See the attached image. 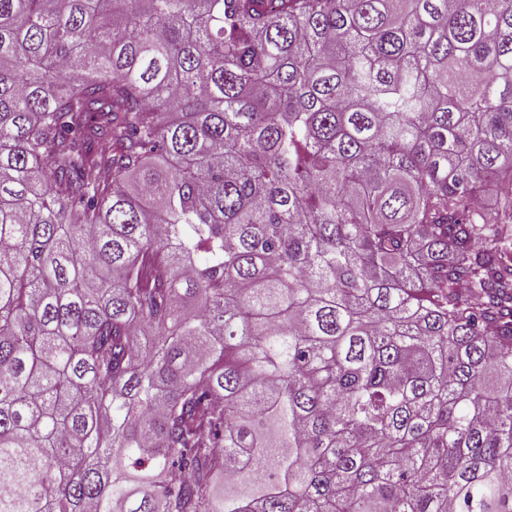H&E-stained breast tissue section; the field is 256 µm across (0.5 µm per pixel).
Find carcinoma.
<instances>
[{"mask_svg":"<svg viewBox=\"0 0 512 512\" xmlns=\"http://www.w3.org/2000/svg\"><path fill=\"white\" fill-rule=\"evenodd\" d=\"M0 512H512V0H0Z\"/></svg>","mask_w":512,"mask_h":512,"instance_id":"carcinoma-1","label":"carcinoma"}]
</instances>
